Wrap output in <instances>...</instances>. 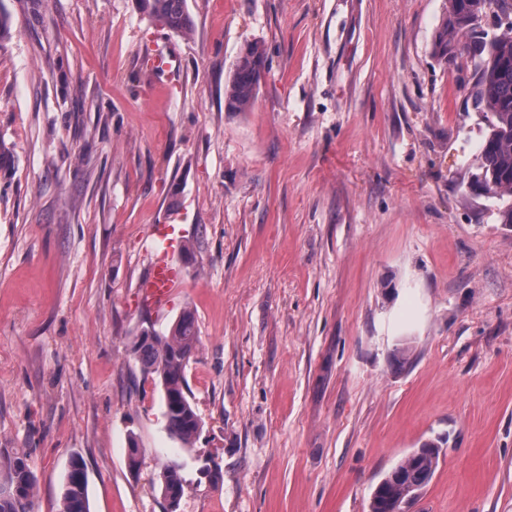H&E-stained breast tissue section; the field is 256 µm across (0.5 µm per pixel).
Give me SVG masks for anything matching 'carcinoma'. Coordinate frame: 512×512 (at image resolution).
Listing matches in <instances>:
<instances>
[{
    "instance_id": "obj_1",
    "label": "carcinoma",
    "mask_w": 512,
    "mask_h": 512,
    "mask_svg": "<svg viewBox=\"0 0 512 512\" xmlns=\"http://www.w3.org/2000/svg\"><path fill=\"white\" fill-rule=\"evenodd\" d=\"M512 13V0H448V14L434 44L435 55L448 62L468 55L480 60L471 88L474 105L488 118V132L481 149L477 183L492 198L512 197V26L492 36L469 27L471 15L487 6ZM149 18L173 33L192 28L186 0H139ZM266 57L258 42L245 45L234 73L224 87L229 112H244L252 104L265 70ZM199 343L195 313L183 309L168 334L144 327L135 337L134 353L144 373L161 387L169 434L190 447L200 436L202 421L192 402L187 368ZM440 446L429 440L405 455L378 483L368 503V512H395L410 506L432 481L438 466ZM6 468L0 484V512H33L38 478L20 456L3 458ZM166 505L177 512L185 481L177 464H167L156 477ZM87 474L81 459L74 457L62 486L58 512H90Z\"/></svg>"
}]
</instances>
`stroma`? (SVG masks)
<instances>
[{"label": "stroma", "mask_w": 512, "mask_h": 512, "mask_svg": "<svg viewBox=\"0 0 512 512\" xmlns=\"http://www.w3.org/2000/svg\"><path fill=\"white\" fill-rule=\"evenodd\" d=\"M186 6L181 35L136 0H0V452L34 512L74 457L90 512H165L171 462L180 512H367L435 439L411 512H512V226L474 182L478 62L434 53L448 0ZM251 41L266 70L229 112ZM169 222L192 252L154 310L136 285ZM187 306L189 448L132 349ZM266 57L258 42L242 49L234 73L224 87V104L229 112H245L252 104L265 70ZM156 484L161 490V495L166 502L167 512H177L185 491V481L177 464H167L156 477ZM175 509L169 511V506Z\"/></svg>", "instance_id": "1"}]
</instances>
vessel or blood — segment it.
I'll return each mask as SVG.
<instances>
[{
  "label": "vessel or blood",
  "mask_w": 512,
  "mask_h": 512,
  "mask_svg": "<svg viewBox=\"0 0 512 512\" xmlns=\"http://www.w3.org/2000/svg\"><path fill=\"white\" fill-rule=\"evenodd\" d=\"M154 237L149 269L137 286V296L143 305L159 309L168 304L182 285L178 256L183 243L171 224L156 225Z\"/></svg>",
  "instance_id": "1"
}]
</instances>
